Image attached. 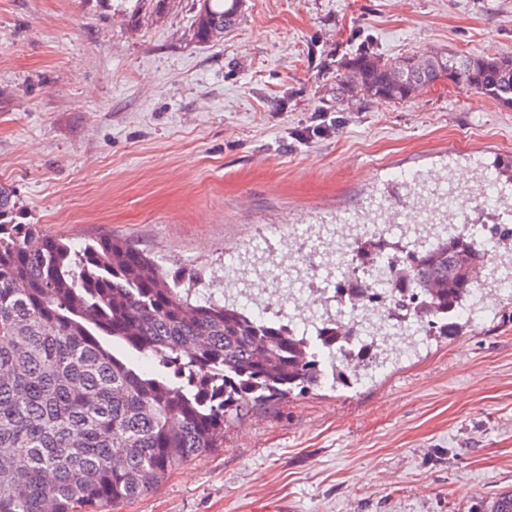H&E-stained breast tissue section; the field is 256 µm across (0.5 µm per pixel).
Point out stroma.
<instances>
[{"mask_svg":"<svg viewBox=\"0 0 512 512\" xmlns=\"http://www.w3.org/2000/svg\"><path fill=\"white\" fill-rule=\"evenodd\" d=\"M0 0V186L16 220L79 246L128 241L223 298L224 253L258 224H330L400 173L476 188L512 156V109L438 86L363 98L342 63L512 55V0H245L223 41L196 0ZM350 387L231 416L224 444L108 512H473L512 489V303Z\"/></svg>","mask_w":512,"mask_h":512,"instance_id":"1","label":"stroma"}]
</instances>
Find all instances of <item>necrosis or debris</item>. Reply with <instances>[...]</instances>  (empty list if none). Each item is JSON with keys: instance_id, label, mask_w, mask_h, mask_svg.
Masks as SVG:
<instances>
[{"instance_id": "necrosis-or-debris-1", "label": "necrosis or debris", "mask_w": 512, "mask_h": 512, "mask_svg": "<svg viewBox=\"0 0 512 512\" xmlns=\"http://www.w3.org/2000/svg\"><path fill=\"white\" fill-rule=\"evenodd\" d=\"M414 189L430 212L441 215V223L383 208L375 224L350 216L334 224L302 228L267 225L242 249L225 258L224 277L232 279L241 259L253 254L292 267L295 276L287 294L247 292L241 296L242 304L264 319L291 321L307 340L315 333L310 311L318 309L321 318L341 322L348 331L336 344L337 355L350 356L367 346L379 355L396 343L415 346L414 332L402 331L399 319L390 313L397 296L390 280L392 243L404 240L420 247L427 245L435 237L472 223L476 212L496 211L500 205L497 189L488 181L476 192L452 181L418 182ZM362 239L375 244L371 258L361 267H350L346 257Z\"/></svg>"}]
</instances>
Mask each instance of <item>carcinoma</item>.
<instances>
[{"instance_id":"carcinoma-1","label":"carcinoma","mask_w":512,"mask_h":512,"mask_svg":"<svg viewBox=\"0 0 512 512\" xmlns=\"http://www.w3.org/2000/svg\"><path fill=\"white\" fill-rule=\"evenodd\" d=\"M193 36L221 40L242 0H197ZM362 50L343 63L367 98L399 102L448 82L512 109V57L468 56L451 73ZM488 177L512 180V158ZM0 186V512H78L134 500L222 446L224 421L322 384L325 356L282 322L200 298L191 268L164 272L114 238L76 248L14 221ZM494 250L464 233L408 253L395 284L409 322L459 336ZM344 326L323 325L328 347ZM138 354L154 359L148 369ZM477 512H512V491Z\"/></svg>"}]
</instances>
